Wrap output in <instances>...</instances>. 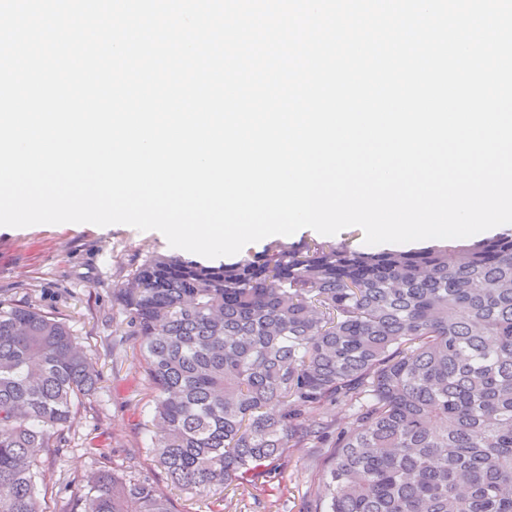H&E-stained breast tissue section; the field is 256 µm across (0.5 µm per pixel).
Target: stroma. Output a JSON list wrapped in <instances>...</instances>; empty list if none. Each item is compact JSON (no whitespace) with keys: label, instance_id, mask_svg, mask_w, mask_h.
Listing matches in <instances>:
<instances>
[{"label":"stroma","instance_id":"1","mask_svg":"<svg viewBox=\"0 0 512 512\" xmlns=\"http://www.w3.org/2000/svg\"><path fill=\"white\" fill-rule=\"evenodd\" d=\"M173 253L162 233L123 224H40L0 233V301L35 306L66 324L99 375L97 390L80 400L64 429L66 448L42 457L46 512H72L88 478L102 469L148 478L174 512H307L324 449H289L275 469L216 495L172 485L149 452L154 390L129 319L112 296L147 256ZM90 443L99 455L86 453Z\"/></svg>","mask_w":512,"mask_h":512}]
</instances>
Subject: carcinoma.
I'll list each match as a JSON object with an SVG mask.
<instances>
[{
	"instance_id": "carcinoma-1",
	"label": "carcinoma",
	"mask_w": 512,
	"mask_h": 512,
	"mask_svg": "<svg viewBox=\"0 0 512 512\" xmlns=\"http://www.w3.org/2000/svg\"><path fill=\"white\" fill-rule=\"evenodd\" d=\"M116 299L173 484L215 494L325 448L314 512H512V234L275 239L217 267L150 255ZM97 382L65 324L0 303V512H43L41 456ZM336 402L354 426L321 413ZM77 509L173 512L148 479L105 470Z\"/></svg>"
}]
</instances>
